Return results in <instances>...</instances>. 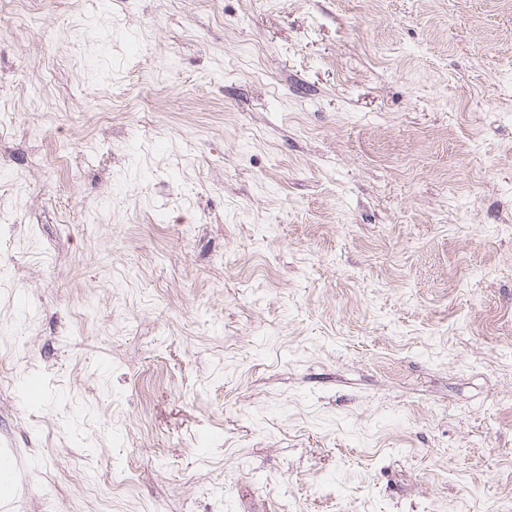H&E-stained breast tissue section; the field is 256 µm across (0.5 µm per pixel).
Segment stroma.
<instances>
[{
	"instance_id": "stroma-1",
	"label": "stroma",
	"mask_w": 512,
	"mask_h": 512,
	"mask_svg": "<svg viewBox=\"0 0 512 512\" xmlns=\"http://www.w3.org/2000/svg\"><path fill=\"white\" fill-rule=\"evenodd\" d=\"M8 512H512V0H0Z\"/></svg>"
}]
</instances>
